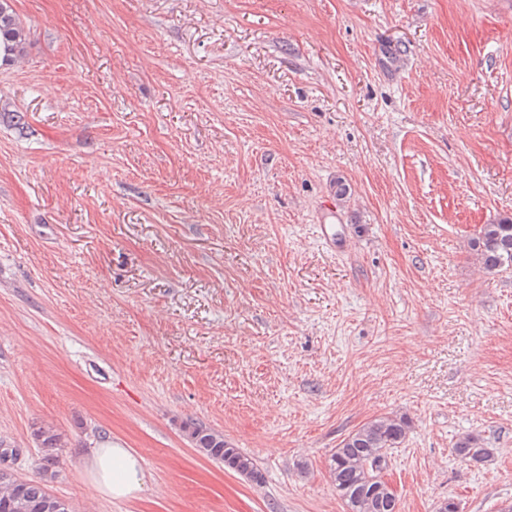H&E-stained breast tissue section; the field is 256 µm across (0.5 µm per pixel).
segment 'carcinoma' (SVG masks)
<instances>
[{
  "label": "carcinoma",
  "instance_id": "obj_1",
  "mask_svg": "<svg viewBox=\"0 0 512 512\" xmlns=\"http://www.w3.org/2000/svg\"><path fill=\"white\" fill-rule=\"evenodd\" d=\"M29 32L16 19L8 0H0V52L13 63L23 56ZM472 250L489 272L512 266V216L485 224L472 241ZM408 424L402 418L374 419L346 437L330 459V476L348 512H398L399 496L381 484L382 470L389 464V451L405 440ZM33 435L47 465H52L62 447L55 429L40 426ZM188 435L197 451L224 463L254 483L263 474L254 460L224 440V436L201 425L188 427ZM460 462L479 467L492 460L494 449L474 435L460 437L453 446ZM53 471H44L39 480L0 481V512H71L68 504L50 493L48 483Z\"/></svg>",
  "mask_w": 512,
  "mask_h": 512
}]
</instances>
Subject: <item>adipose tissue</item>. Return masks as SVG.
I'll return each instance as SVG.
<instances>
[{"mask_svg":"<svg viewBox=\"0 0 512 512\" xmlns=\"http://www.w3.org/2000/svg\"><path fill=\"white\" fill-rule=\"evenodd\" d=\"M84 461L92 486L109 500L134 498L147 481L142 459L132 449L111 441L91 448Z\"/></svg>","mask_w":512,"mask_h":512,"instance_id":"obj_1","label":"adipose tissue"}]
</instances>
